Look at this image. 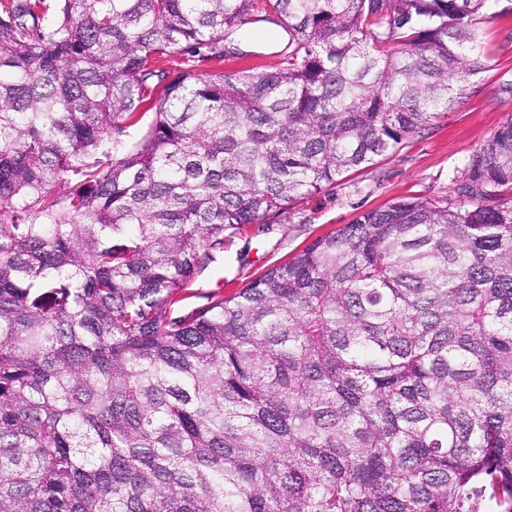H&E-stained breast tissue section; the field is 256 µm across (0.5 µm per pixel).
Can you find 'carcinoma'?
Here are the masks:
<instances>
[{
	"label": "carcinoma",
	"instance_id": "carcinoma-1",
	"mask_svg": "<svg viewBox=\"0 0 512 512\" xmlns=\"http://www.w3.org/2000/svg\"><path fill=\"white\" fill-rule=\"evenodd\" d=\"M498 0H0V512H512V118L232 296L228 237L426 129ZM273 71L202 74L247 23Z\"/></svg>",
	"mask_w": 512,
	"mask_h": 512
}]
</instances>
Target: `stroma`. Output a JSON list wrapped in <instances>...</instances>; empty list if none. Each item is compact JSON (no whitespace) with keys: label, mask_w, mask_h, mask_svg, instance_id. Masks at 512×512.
Returning <instances> with one entry per match:
<instances>
[{"label":"stroma","mask_w":512,"mask_h":512,"mask_svg":"<svg viewBox=\"0 0 512 512\" xmlns=\"http://www.w3.org/2000/svg\"><path fill=\"white\" fill-rule=\"evenodd\" d=\"M270 29L267 23L247 25L252 40L240 55L221 62H196V70H275L286 40H268ZM482 29L491 57L489 66L469 77L461 97L447 111L426 130L408 138L398 151L299 201L277 223L252 224L229 237L223 255L196 277L192 285L195 296L218 287L225 295H233L317 237L335 232L393 199L445 201L452 179L461 177L469 156L512 117V13L490 18ZM195 296L183 302V309L196 306Z\"/></svg>","instance_id":"stroma-1"}]
</instances>
